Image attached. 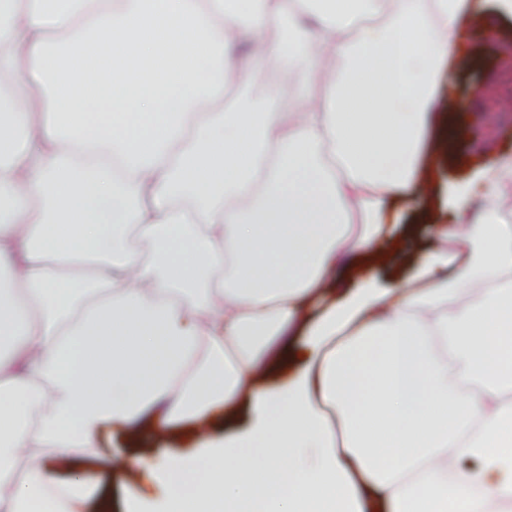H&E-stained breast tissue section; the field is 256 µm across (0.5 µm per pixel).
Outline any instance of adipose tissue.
Returning <instances> with one entry per match:
<instances>
[{
	"mask_svg": "<svg viewBox=\"0 0 512 512\" xmlns=\"http://www.w3.org/2000/svg\"><path fill=\"white\" fill-rule=\"evenodd\" d=\"M465 15L471 0H0V72L49 87L0 83V512H82L92 486L46 449L204 414L223 436L179 458L113 448L140 472L130 512H512V157L448 194L461 221L413 286L357 267L397 229L389 201L434 176L421 150ZM264 66L304 92L225 99Z\"/></svg>",
	"mask_w": 512,
	"mask_h": 512,
	"instance_id": "obj_1",
	"label": "adipose tissue"
}]
</instances>
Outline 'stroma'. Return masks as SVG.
<instances>
[{
  "instance_id": "1",
  "label": "stroma",
  "mask_w": 512,
  "mask_h": 512,
  "mask_svg": "<svg viewBox=\"0 0 512 512\" xmlns=\"http://www.w3.org/2000/svg\"><path fill=\"white\" fill-rule=\"evenodd\" d=\"M476 8L487 22L475 26L469 19H461L465 52L440 69L433 108L434 116L438 117L447 111L449 102L462 104L469 124L458 136L456 151L448 159L441 156L436 133H429L423 152L425 160L438 163L434 186L411 187L394 202L405 223L420 224L421 230L408 242L400 258L387 253L378 261L380 283L406 285L428 258L431 225L457 223L455 210L445 203L448 189L466 182L475 166L491 172L497 159L512 154V14L504 11L498 0H478ZM62 457L58 451L49 450L43 464L63 477L73 473L84 475L97 493L111 491L112 512H124L123 487L136 479V468L112 473L101 467L100 458L76 451L66 456L70 464L64 468L60 465Z\"/></svg>"
}]
</instances>
